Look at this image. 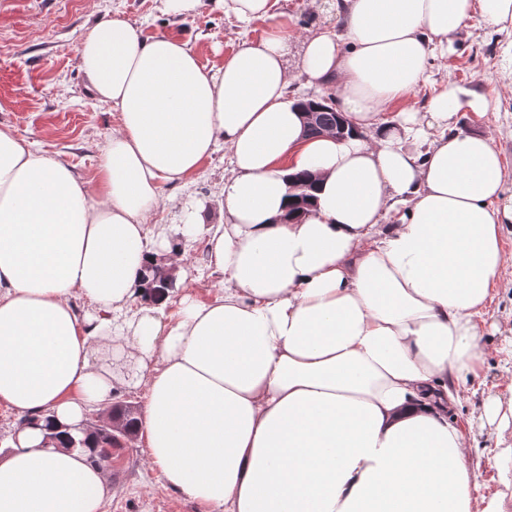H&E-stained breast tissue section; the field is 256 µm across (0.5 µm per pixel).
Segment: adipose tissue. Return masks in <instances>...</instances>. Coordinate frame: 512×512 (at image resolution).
I'll return each mask as SVG.
<instances>
[{"label":"adipose tissue","mask_w":512,"mask_h":512,"mask_svg":"<svg viewBox=\"0 0 512 512\" xmlns=\"http://www.w3.org/2000/svg\"><path fill=\"white\" fill-rule=\"evenodd\" d=\"M216 4L242 29L217 68L118 17L81 38L120 117L93 179L0 126V512H102L108 472L45 423L75 431L131 385L150 466L201 512H501L448 418L512 261V170L456 117L499 100L446 81L408 102L473 17L512 34V0H334L339 33L296 42L272 0ZM299 81L352 135L303 137ZM221 147L218 216L195 202L177 231L206 237L224 290L171 318L143 277L176 241L147 224ZM299 175L316 200L292 219Z\"/></svg>","instance_id":"ef3b65f1"}]
</instances>
